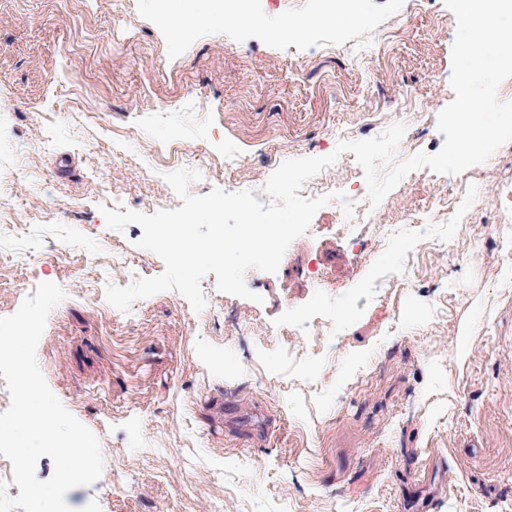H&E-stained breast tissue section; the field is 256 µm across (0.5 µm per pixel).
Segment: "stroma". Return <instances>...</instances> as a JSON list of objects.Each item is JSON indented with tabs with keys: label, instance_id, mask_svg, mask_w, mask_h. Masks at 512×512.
Returning a JSON list of instances; mask_svg holds the SVG:
<instances>
[{
	"label": "stroma",
	"instance_id": "obj_1",
	"mask_svg": "<svg viewBox=\"0 0 512 512\" xmlns=\"http://www.w3.org/2000/svg\"><path fill=\"white\" fill-rule=\"evenodd\" d=\"M371 28L321 0H0V317L42 282L64 300L36 358L97 437L99 480L73 512H512V141L460 174L423 168L374 208L314 215L263 303L201 281L111 306L165 265L103 208L181 207L251 189L284 161L336 154L413 113L396 151L438 152L456 19L443 0H360ZM191 17L174 36L160 9ZM296 34L284 37L283 24ZM458 197V219L432 213ZM402 233L377 238L373 220Z\"/></svg>",
	"mask_w": 512,
	"mask_h": 512
}]
</instances>
